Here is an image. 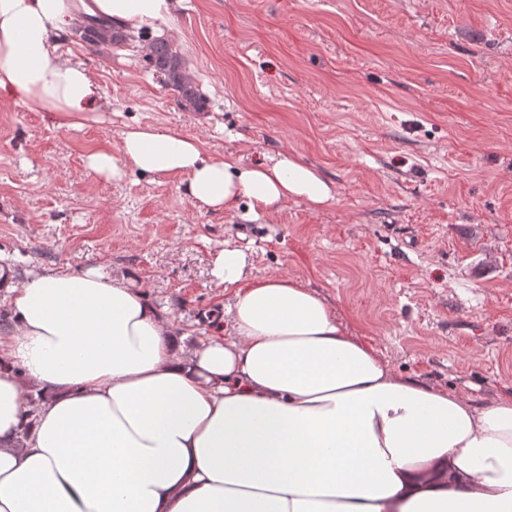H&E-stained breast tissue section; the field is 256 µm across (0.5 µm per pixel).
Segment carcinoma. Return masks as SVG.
<instances>
[{"mask_svg":"<svg viewBox=\"0 0 512 512\" xmlns=\"http://www.w3.org/2000/svg\"><path fill=\"white\" fill-rule=\"evenodd\" d=\"M77 33L83 42L96 46H110L135 40V35H125L111 28L105 21L86 24ZM145 60L154 72L160 74L164 85L174 92L181 110L199 112L204 108L205 97L175 46L164 39H155L149 43Z\"/></svg>","mask_w":512,"mask_h":512,"instance_id":"obj_1","label":"carcinoma"}]
</instances>
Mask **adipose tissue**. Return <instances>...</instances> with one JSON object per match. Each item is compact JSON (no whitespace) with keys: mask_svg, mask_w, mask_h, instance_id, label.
<instances>
[{"mask_svg":"<svg viewBox=\"0 0 512 512\" xmlns=\"http://www.w3.org/2000/svg\"><path fill=\"white\" fill-rule=\"evenodd\" d=\"M174 0H0V90L77 128L102 96L60 37L81 18L163 35ZM97 175L184 173L197 209L247 221L334 197L282 154L256 165L134 127ZM212 260L227 333L174 346L134 274H0V512H512V397L487 407L395 373L303 281ZM49 395L30 408L26 383Z\"/></svg>","mask_w":512,"mask_h":512,"instance_id":"adipose-tissue-1","label":"adipose tissue"}]
</instances>
